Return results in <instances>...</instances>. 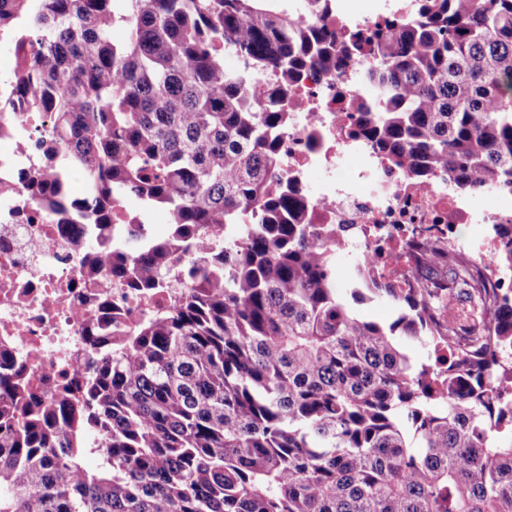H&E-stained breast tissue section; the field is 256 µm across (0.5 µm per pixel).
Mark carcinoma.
I'll list each match as a JSON object with an SVG mask.
<instances>
[{
	"label": "carcinoma",
	"mask_w": 512,
	"mask_h": 512,
	"mask_svg": "<svg viewBox=\"0 0 512 512\" xmlns=\"http://www.w3.org/2000/svg\"><path fill=\"white\" fill-rule=\"evenodd\" d=\"M282 2L0 0V37L23 50L8 89L54 151L31 195L52 211L79 167L74 205L96 224L128 199L166 210V234L106 261L140 288L179 240L200 249L178 303L93 348L82 383L42 392L0 367V512H512V288L434 224L415 288L375 280L381 247L358 254L351 299L389 297L396 319L345 301V236L279 186L278 138L291 73L352 50L329 10L303 22ZM415 2L377 33L382 105L361 130L412 176L512 191V0ZM273 69L282 83L245 89ZM59 232L96 249L82 224ZM497 233L512 267V224ZM356 257V251L352 245L342 250L336 257V280L339 285L346 287L349 283ZM349 304L359 315L384 323H390L398 315L397 306L385 298H375L364 304H354L349 297Z\"/></svg>",
	"instance_id": "obj_1"
}]
</instances>
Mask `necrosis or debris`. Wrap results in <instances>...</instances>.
Listing matches in <instances>:
<instances>
[{
	"mask_svg": "<svg viewBox=\"0 0 512 512\" xmlns=\"http://www.w3.org/2000/svg\"><path fill=\"white\" fill-rule=\"evenodd\" d=\"M412 7V0H390L370 15L341 10L339 34L359 48L348 67L326 78L297 76L288 99L291 123L281 142V175L307 190L311 173L322 172L308 195V223L344 226L346 236L363 246L385 234L388 256L375 269L382 280L412 287L409 228L446 224L450 244L467 249L490 283L501 287L506 279L488 259L500 246L496 225L512 223V193L489 188L495 203L476 216L447 176L413 180L357 132L365 113L378 106L365 78L374 63L371 42ZM1 124L8 132L0 135V350L23 364L32 386L42 389L85 375L91 325L107 324L117 337L142 318L171 308L180 293L178 268L194 255L180 251L168 287L146 296L112 281L97 261H86L83 247L60 235L50 217L21 197L22 178L42 158L46 121L20 124L13 113L2 112ZM477 222L486 226L480 236H460L462 225Z\"/></svg>",
	"mask_w": 512,
	"mask_h": 512,
	"instance_id": "1",
	"label": "necrosis or debris"
}]
</instances>
